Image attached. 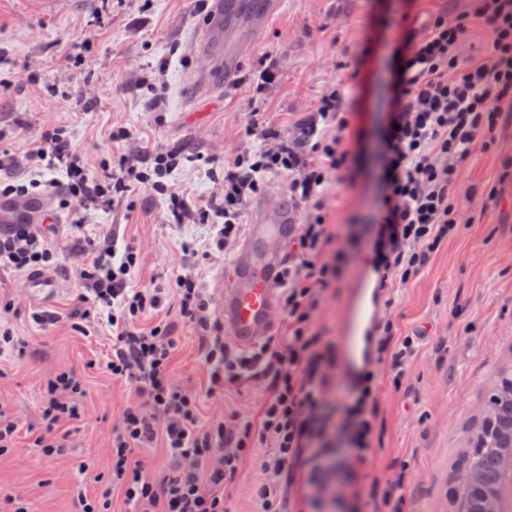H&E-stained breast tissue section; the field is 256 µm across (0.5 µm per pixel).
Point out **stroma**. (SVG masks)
I'll return each instance as SVG.
<instances>
[{"label":"stroma","instance_id":"stroma-1","mask_svg":"<svg viewBox=\"0 0 512 512\" xmlns=\"http://www.w3.org/2000/svg\"><path fill=\"white\" fill-rule=\"evenodd\" d=\"M455 5V0H282L241 43L244 69L236 85L198 91L194 81L201 62L190 45L204 13L195 0H0V79L12 83L0 92V120L21 122L29 142L47 127H66L83 152L109 151L105 133L119 122L185 153L212 154L210 169L190 167L175 176L195 198L208 194L211 175L223 173L226 155L248 148L243 132L250 120L288 131L290 123L314 112L329 85L344 81L350 88L346 109L362 141L359 176L352 186L338 187L330 210L331 223L341 225L350 241L347 272L331 289L320 321L325 338L333 340L338 313L371 251L383 143L406 47L403 20L420 9L446 12ZM77 52L81 65L67 63L66 55ZM263 60L276 79L259 93L255 71ZM133 61L145 68L167 63L163 111L151 110L146 90L127 81ZM33 64L40 79L36 86L22 79ZM54 87L76 96L95 88L97 102L86 111H48L44 97ZM510 159L512 112H506L496 145L473 154L459 184L463 190L498 187L502 204L449 238L417 278L398 288L390 310L398 335L417 337L418 348L400 387L386 378L379 382L384 432L369 470L389 478L401 464L410 466L404 512H450V477L497 370L512 360V176L503 175ZM130 199L133 210L104 209L92 221L99 231L118 230L140 249L135 283L163 281L180 263H195L194 255L181 254L179 244L198 238L202 227L168 223L163 201L146 191H134ZM53 271L60 291L36 300L24 275L0 270V301L18 300L10 322L29 341L24 356L0 363V401L26 419L21 448L0 456V494L30 502L32 512H77L72 472L30 445L42 427L45 379L62 364L84 377L85 393L78 399L83 417L68 453L75 462L95 458L102 472L109 466L110 422L130 402L132 390L90 368V361L105 353L108 338L72 330L76 284L66 263ZM37 313L54 316V323L35 322ZM176 334V376L199 382L196 333L182 324Z\"/></svg>","mask_w":512,"mask_h":512}]
</instances>
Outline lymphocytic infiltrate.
I'll use <instances>...</instances> for the list:
<instances>
[{
    "instance_id": "f902f5d3",
    "label": "lymphocytic infiltrate",
    "mask_w": 512,
    "mask_h": 512,
    "mask_svg": "<svg viewBox=\"0 0 512 512\" xmlns=\"http://www.w3.org/2000/svg\"><path fill=\"white\" fill-rule=\"evenodd\" d=\"M464 3L453 16L438 12L407 21L401 91L385 144L372 241V265L383 291L415 279L449 237L473 223L476 205L497 199L492 188L471 191L462 201L456 189L475 149L496 144L501 112L512 107V0ZM477 27L484 32L483 52L464 59ZM345 98L340 84L322 92L315 111L293 134L248 123L244 136L253 140L252 149L232 154L208 195L194 201L172 175L192 164L208 166L211 157L188 158L160 140L142 146L140 135L122 125L107 133L122 147L116 156L76 150L63 127L43 131L18 155L10 149L18 126L0 122V199L54 194L58 208L72 214L73 243L63 252L37 225H7L0 231V270L37 272L66 258L76 284L72 329L86 337L106 329L108 350L96 365L133 391L112 426L109 471L102 474L95 459L75 464L66 453L71 426L81 418L74 398L84 389L76 370L60 367L45 382L44 430L33 447L79 480L103 487L96 496L79 494V512H112L116 490L127 512H224V488L236 483L249 461L260 473L247 486L258 512H287L299 484L312 491L309 512H319L333 492L324 467L330 423L339 412L355 465L346 484L353 512H364L369 500L378 512H403L406 474L382 483L360 469L379 439L375 372L386 369L401 382L415 340L397 336L392 319L383 317L372 338L371 368L347 388L335 347L318 330L329 290L348 262L347 245L329 222L335 187L353 184L358 168V132ZM274 176L286 177L299 222L281 260L277 329L243 352L232 347L214 313L205 271L237 253L247 212ZM136 189L163 200L169 223L205 226L203 238L180 245L181 252L200 257V264L137 286L138 248L114 233H87L93 215L127 204ZM181 322L198 335L206 372L200 385L181 382L174 373ZM245 381L262 391L258 412L243 407L203 416V398L223 397ZM147 447L165 453L159 472H149L136 457L137 449Z\"/></svg>"
}]
</instances>
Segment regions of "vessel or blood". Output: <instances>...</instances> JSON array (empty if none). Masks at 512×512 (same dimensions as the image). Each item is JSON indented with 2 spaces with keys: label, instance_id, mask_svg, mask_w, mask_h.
I'll return each instance as SVG.
<instances>
[{
  "label": "vessel or blood",
  "instance_id": "obj_1",
  "mask_svg": "<svg viewBox=\"0 0 512 512\" xmlns=\"http://www.w3.org/2000/svg\"><path fill=\"white\" fill-rule=\"evenodd\" d=\"M278 0H208L206 21L196 42L199 54L213 65L196 79L199 88H219L234 81L240 56L227 42L229 32L238 30L248 19L257 20L274 11ZM61 218L52 204L36 198L13 205L0 201V223L57 224ZM297 214L281 210L270 216L256 211L246 237L231 262L232 276L218 297V310L224 332L241 350L262 343L272 329L273 314L279 295L280 257L293 234ZM375 275L363 269L356 281L352 297L341 314L339 345L343 355L342 373L354 382L366 368L368 335L384 307L383 297L373 288ZM25 286L35 298L48 297L60 287L50 273L36 272L25 279Z\"/></svg>",
  "mask_w": 512,
  "mask_h": 512
}]
</instances>
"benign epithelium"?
Instances as JSON below:
<instances>
[{"label": "benign epithelium", "mask_w": 512, "mask_h": 512, "mask_svg": "<svg viewBox=\"0 0 512 512\" xmlns=\"http://www.w3.org/2000/svg\"><path fill=\"white\" fill-rule=\"evenodd\" d=\"M466 456L478 458L451 477L452 512H505L512 501V365L499 373Z\"/></svg>", "instance_id": "obj_1"}]
</instances>
